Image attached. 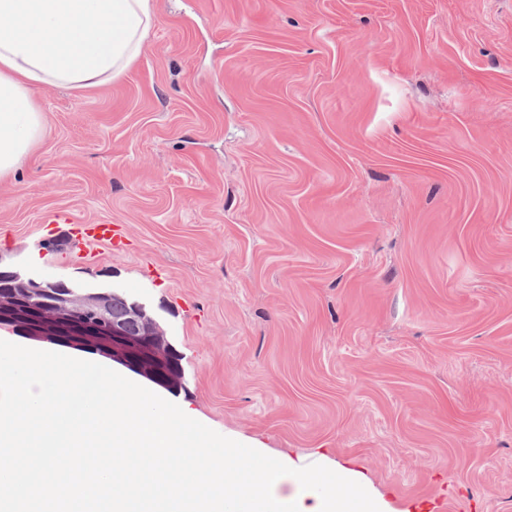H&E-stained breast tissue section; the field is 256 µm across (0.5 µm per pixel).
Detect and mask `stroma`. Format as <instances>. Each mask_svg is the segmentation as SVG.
<instances>
[{"label": "stroma", "instance_id": "35a3bbf8", "mask_svg": "<svg viewBox=\"0 0 512 512\" xmlns=\"http://www.w3.org/2000/svg\"><path fill=\"white\" fill-rule=\"evenodd\" d=\"M153 8L122 76L37 92L0 259L146 304L223 436L512 512V0ZM83 230L75 237L72 252L80 256L89 242L104 243L120 251L125 245L126 228L124 224H84Z\"/></svg>", "mask_w": 512, "mask_h": 512}]
</instances>
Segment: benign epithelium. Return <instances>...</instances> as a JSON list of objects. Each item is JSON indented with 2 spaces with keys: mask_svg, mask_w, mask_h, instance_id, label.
Listing matches in <instances>:
<instances>
[{
  "mask_svg": "<svg viewBox=\"0 0 512 512\" xmlns=\"http://www.w3.org/2000/svg\"><path fill=\"white\" fill-rule=\"evenodd\" d=\"M0 277L12 284L25 285L34 297L28 322L17 323L9 317L0 316L1 328L9 327L29 339L43 341L45 337L40 333L38 317L52 311L62 323L58 337L52 339V343L80 348L90 345V336H107L112 340V346H102L101 354L164 389H172L182 381L183 371L176 365V353L171 345L157 343L155 332L160 327L145 304L134 301L126 318L112 319L106 293L98 294L91 311L78 302L76 293L70 289L53 294L54 301L45 305L40 299L44 286L56 289L64 285V281L46 283L8 266H0Z\"/></svg>",
  "mask_w": 512,
  "mask_h": 512,
  "instance_id": "benign-epithelium-1",
  "label": "benign epithelium"
}]
</instances>
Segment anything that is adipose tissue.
<instances>
[{
	"label": "adipose tissue",
	"instance_id": "obj_1",
	"mask_svg": "<svg viewBox=\"0 0 512 512\" xmlns=\"http://www.w3.org/2000/svg\"><path fill=\"white\" fill-rule=\"evenodd\" d=\"M153 24L151 0H0V180L45 132L35 90L120 77Z\"/></svg>",
	"mask_w": 512,
	"mask_h": 512
}]
</instances>
